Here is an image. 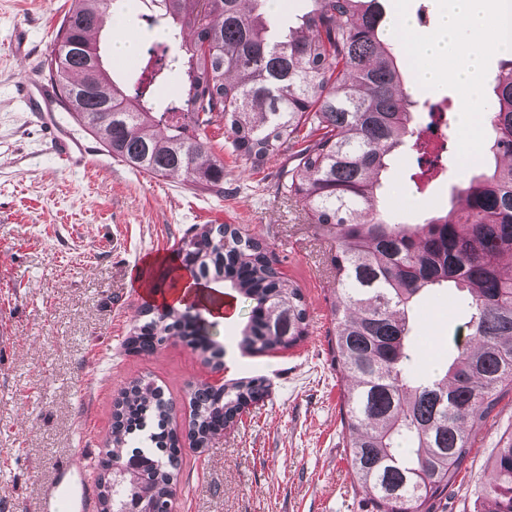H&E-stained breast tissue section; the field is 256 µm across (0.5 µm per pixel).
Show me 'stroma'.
<instances>
[{
    "label": "stroma",
    "instance_id": "stroma-1",
    "mask_svg": "<svg viewBox=\"0 0 512 512\" xmlns=\"http://www.w3.org/2000/svg\"><path fill=\"white\" fill-rule=\"evenodd\" d=\"M70 0H0V512H41V493L59 460L74 474L97 477L85 454L106 451L114 402L138 378L153 380L188 410L185 391L198 380L260 377L267 396L209 447L184 448L175 512H373L354 483L348 434L341 422L344 381L330 343L334 330V247L316 236L301 203L280 191L291 150L260 166L231 154L223 129L208 136L224 161V193L189 187L181 178H154L114 161L69 112L55 118L95 147L97 163L70 170L17 101L20 87L41 75ZM384 25L406 9L422 33L438 24L436 0H380ZM490 104L476 113L481 132L471 143L461 125L450 132L442 165L461 177L470 146L485 150ZM416 156L401 150L383 180L386 210L423 220L448 205L452 185L420 186ZM205 224H236L268 242L279 268L302 290L311 314L307 339L289 350L242 352L236 338L251 305L221 282L207 285L217 302L234 298L220 320L201 307L210 338L224 348L215 373L175 337L150 355L125 341L148 298L136 279L152 256L178 268L184 239ZM465 314L456 290L438 294L420 312L423 365L438 369L453 351ZM512 438V394L477 435L473 451L434 512H487L476 485L493 481L491 456Z\"/></svg>",
    "mask_w": 512,
    "mask_h": 512
}]
</instances>
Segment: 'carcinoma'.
Listing matches in <instances>:
<instances>
[{"label": "carcinoma", "mask_w": 512, "mask_h": 512, "mask_svg": "<svg viewBox=\"0 0 512 512\" xmlns=\"http://www.w3.org/2000/svg\"><path fill=\"white\" fill-rule=\"evenodd\" d=\"M121 0H72L44 63L60 102L99 137L112 158L154 177L180 176L223 189L224 162L207 130L224 124V143L254 164L298 147L283 193L303 203L317 236L336 247V364L349 384L342 424L348 464L375 512H430L466 463L476 435L512 390V163L461 178L456 202L420 223L380 204L382 176L406 148L423 160L427 143L412 126L417 102L401 85L400 52L383 40L378 0H310L300 23L278 30L269 0H146L141 19L163 29L150 48L147 76L129 87L112 78L97 42ZM181 41L182 55L167 43ZM177 74L183 89L162 112L154 88ZM487 151L512 158V59L489 83ZM185 268L253 304L239 336L251 353L289 349L309 335L303 293L272 259L268 242L231 224H205L183 241ZM462 292L466 334L454 336L447 369L413 371L414 325L436 289ZM186 309L144 307L129 345L153 353L179 336L221 368L223 349L189 330ZM260 377L213 390L188 385L195 412L187 439L206 448L241 407L262 399ZM173 402L145 379L121 391L110 446L101 459L100 512L106 494L142 497L169 512L182 466V437L165 425ZM142 457L139 473L110 486L113 460ZM494 482L481 487L490 512H512V439L497 449Z\"/></svg>", "instance_id": "obj_1"}]
</instances>
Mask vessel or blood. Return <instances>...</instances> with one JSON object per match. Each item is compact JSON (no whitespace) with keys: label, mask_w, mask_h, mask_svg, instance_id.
I'll use <instances>...</instances> for the list:
<instances>
[{"label":"vessel or blood","mask_w":512,"mask_h":512,"mask_svg":"<svg viewBox=\"0 0 512 512\" xmlns=\"http://www.w3.org/2000/svg\"><path fill=\"white\" fill-rule=\"evenodd\" d=\"M20 99L29 106L40 130L49 139L56 158L75 167L95 165L96 160L87 147L57 123L53 110L55 89L49 80L39 79L24 84ZM70 471L69 462L57 464L56 476L43 494L46 512H96L95 497L88 479H81L78 488H71Z\"/></svg>","instance_id":"obj_1"}]
</instances>
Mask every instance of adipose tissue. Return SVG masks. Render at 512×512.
I'll return each instance as SVG.
<instances>
[{
	"label": "adipose tissue",
	"instance_id": "ef3b65f1",
	"mask_svg": "<svg viewBox=\"0 0 512 512\" xmlns=\"http://www.w3.org/2000/svg\"><path fill=\"white\" fill-rule=\"evenodd\" d=\"M503 4L504 0H447L440 8L436 29L428 34L417 33L411 17L405 13L394 24L395 32L412 45L422 84L435 86L458 81L466 86L464 114L481 108L478 74L484 41L492 40L499 50L512 53V39L503 33ZM451 56L462 60L461 68H443V61Z\"/></svg>",
	"mask_w": 512,
	"mask_h": 512
}]
</instances>
